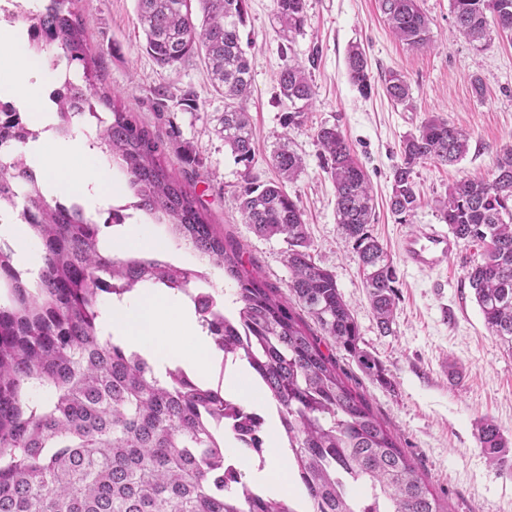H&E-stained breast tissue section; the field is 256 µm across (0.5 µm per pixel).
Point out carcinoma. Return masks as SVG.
<instances>
[{"label":"carcinoma","instance_id":"obj_1","mask_svg":"<svg viewBox=\"0 0 512 512\" xmlns=\"http://www.w3.org/2000/svg\"><path fill=\"white\" fill-rule=\"evenodd\" d=\"M82 0H48L26 16L30 46L49 52L55 67L82 66L81 80H64L69 103L53 99L66 137L86 135L89 151L117 164L127 177L133 207L166 224L174 239L236 283L231 314L217 312L224 292L207 273L161 256H117L103 250V221L83 206L61 209L43 193L26 163L25 122L18 109H0V201L13 202L40 252L36 274L14 264L0 246V512H444L397 436L342 377L332 354L309 334L294 305L318 323L372 380L392 386L380 361L359 347L352 311L334 275L316 264L303 212L285 183L304 162L283 141L275 155L277 179L250 175L253 133L243 101L251 92L249 61L240 34L247 0H137L146 53L163 69L203 61L214 91L224 98L219 133L243 165L238 193L244 222L287 244L289 296H280L244 268L242 248L225 241L164 160L168 144L122 105L95 68L81 15ZM285 36L301 32L305 0H274ZM394 37L417 51L433 48L429 20L418 0H379ZM458 31L481 42L489 25L512 33V0H451ZM350 79L366 96L371 77L357 45L347 53ZM386 95L410 99L404 76L383 77ZM284 126L306 118L316 91L300 63L281 70ZM336 194V223L353 242L369 304L385 334L393 332L396 270L367 225L373 220L370 181L336 123L315 132ZM469 149V134L440 117L404 137L394 168L389 207L396 215L419 203L416 167L451 165ZM436 206L450 233L483 245L481 260L465 266L484 323L512 352V148L496 161L491 180L462 178ZM160 287L191 300L199 326L224 359H240L273 401L298 475L299 494L284 501L257 491L228 464L220 430L244 453H262V416L233 406L224 423L222 386L204 383L179 366L159 374L137 352L101 337L103 308L139 288ZM46 388L41 404L32 397ZM489 464L500 469L509 441L493 421L475 426Z\"/></svg>","mask_w":512,"mask_h":512}]
</instances>
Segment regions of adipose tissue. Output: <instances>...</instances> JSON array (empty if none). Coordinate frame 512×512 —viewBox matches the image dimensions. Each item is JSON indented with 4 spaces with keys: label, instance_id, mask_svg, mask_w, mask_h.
Segmentation results:
<instances>
[{
    "label": "adipose tissue",
    "instance_id": "1",
    "mask_svg": "<svg viewBox=\"0 0 512 512\" xmlns=\"http://www.w3.org/2000/svg\"><path fill=\"white\" fill-rule=\"evenodd\" d=\"M0 61L7 65L5 76L0 78V96L15 100L19 110L34 123L44 127L52 124L45 88L49 76L40 59L31 53L26 30L0 28ZM27 157L45 194L79 196L91 188L106 197L117 188L111 168L93 160L80 142L61 147L57 162L51 164L47 163L40 142L29 146ZM101 329L161 371L177 364L203 378L217 359L210 337L196 323L192 305L165 288H147L127 301L113 304ZM265 443L263 460L237 453L233 462L266 494L282 500L292 498V466L287 449L281 446L277 419H270Z\"/></svg>",
    "mask_w": 512,
    "mask_h": 512
}]
</instances>
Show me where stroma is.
Returning a JSON list of instances; mask_svg holds the SVG:
<instances>
[{
    "mask_svg": "<svg viewBox=\"0 0 512 512\" xmlns=\"http://www.w3.org/2000/svg\"><path fill=\"white\" fill-rule=\"evenodd\" d=\"M429 19L435 47L416 51L393 38L378 0H306L307 20L293 39L280 31L274 0H247L241 28L251 64L252 89L245 109L252 121L255 160L237 164L217 135L224 100L213 89L206 67L194 61L163 69L143 50L136 0H84L87 40L99 56L107 85L153 132L177 131L167 161L183 169L188 149L200 176L188 188L226 240L242 245L247 270L287 294L289 271L282 239H267L245 224L237 190L244 173L258 182L275 179L271 159L281 139L303 157L304 170L287 191L298 199L316 263L330 270L349 303L359 345L385 367L392 381L373 382L330 338L324 352L334 354L348 384L396 432L400 445L420 466L448 512H512V477L488 464L474 429L491 419L512 441V353L491 336L464 277L467 262L479 260V245H460L443 268L409 265L401 244L419 224H437L434 206L449 185L491 178L499 153L512 146V35L489 28L481 44L459 35L450 0H418ZM365 51L374 86L362 96L347 65L349 46ZM309 62L316 99L305 121L284 126L277 75L291 58ZM401 73L411 100L396 104L380 84L388 71ZM481 80L476 94L473 80ZM166 87L168 107L157 112L151 91ZM193 91L199 108L183 110L178 100ZM465 128L469 151L456 165H419L415 177L421 202L411 215L388 207L393 167L403 138L431 117ZM339 123L373 187L375 217L367 227L386 248L396 269V310L392 334H382L369 305L358 257L336 222L332 181L323 170L315 131L320 123Z\"/></svg>",
    "mask_w": 512,
    "mask_h": 512,
    "instance_id": "1",
    "label": "stroma"
}]
</instances>
